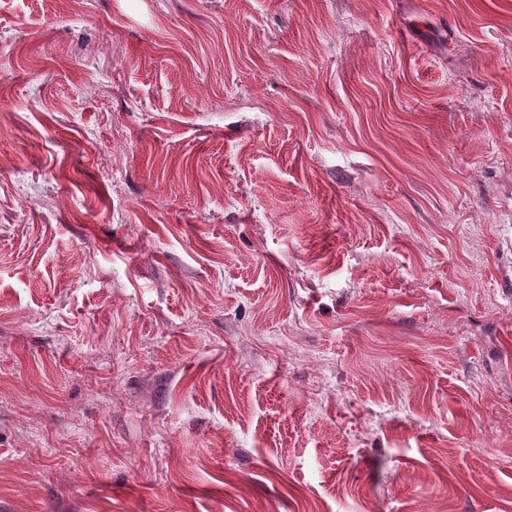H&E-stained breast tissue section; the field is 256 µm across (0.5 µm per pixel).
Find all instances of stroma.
<instances>
[{"mask_svg": "<svg viewBox=\"0 0 512 512\" xmlns=\"http://www.w3.org/2000/svg\"><path fill=\"white\" fill-rule=\"evenodd\" d=\"M0 512H512V0H0Z\"/></svg>", "mask_w": 512, "mask_h": 512, "instance_id": "stroma-1", "label": "stroma"}]
</instances>
